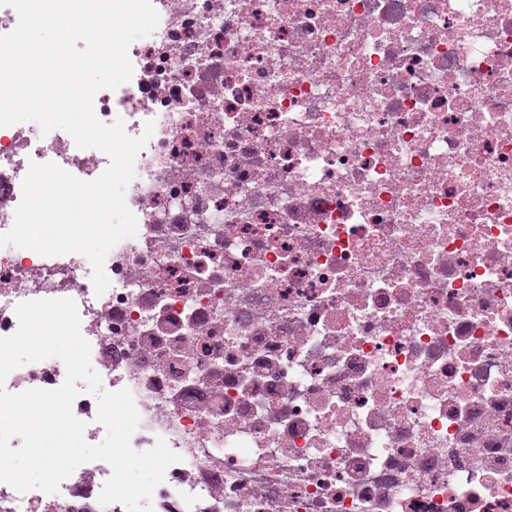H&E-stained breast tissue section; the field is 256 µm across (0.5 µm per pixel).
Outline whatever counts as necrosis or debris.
Returning <instances> with one entry per match:
<instances>
[{"mask_svg": "<svg viewBox=\"0 0 512 512\" xmlns=\"http://www.w3.org/2000/svg\"><path fill=\"white\" fill-rule=\"evenodd\" d=\"M97 117L154 134L135 237L96 295L78 254L0 248L15 308L70 298L144 451L180 454L153 512H512V0H153ZM109 159L0 127V233L31 163ZM63 365L13 371L51 390ZM0 482V512L100 505Z\"/></svg>", "mask_w": 512, "mask_h": 512, "instance_id": "1", "label": "necrosis or debris"}]
</instances>
